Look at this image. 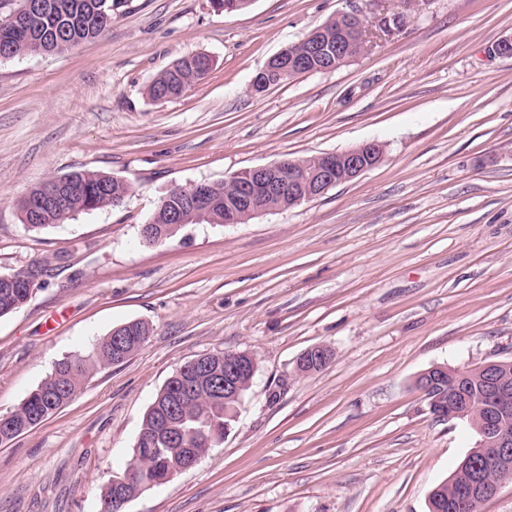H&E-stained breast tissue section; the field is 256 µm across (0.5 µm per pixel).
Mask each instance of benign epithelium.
Segmentation results:
<instances>
[{
    "instance_id": "benign-epithelium-1",
    "label": "benign epithelium",
    "mask_w": 512,
    "mask_h": 512,
    "mask_svg": "<svg viewBox=\"0 0 512 512\" xmlns=\"http://www.w3.org/2000/svg\"><path fill=\"white\" fill-rule=\"evenodd\" d=\"M39 8L38 0H24L20 8L12 11L7 23L19 26ZM336 20L344 31L353 36L368 26H377L389 33L392 31L391 25H400L399 20L392 21L383 13L367 22L356 12L341 11L336 14ZM321 33L322 29L318 27L304 36L300 40L305 45L302 51L290 54L285 49L274 56V62L289 59L286 67L277 69V72L283 74L287 68L293 72L310 64L323 72H332L348 63L350 57L344 53V45L349 37L332 42L322 38ZM382 157L381 144L371 141L347 151L318 155L310 164H290L282 160L271 165L245 168L224 181V193L232 199L234 208L243 209L250 216L257 217L269 212L264 202L270 197L286 198L291 205H299L326 194L338 184L357 178L375 167ZM184 192L180 205L174 207L168 215L171 226L177 229L186 224L182 211L197 216L204 214L205 206L213 194V185L208 182L193 183L184 188ZM67 194L64 182L51 179L41 186L31 210L37 212L43 207L61 209ZM496 365L498 362L488 361L465 370L448 369V382L452 385L461 384L472 372L485 373L484 404L476 411L469 399H450L448 406L433 412V415L443 420L468 421L479 435L471 454L478 455L487 468L504 469L512 468V403L507 398V380L498 376L494 370ZM255 368V360L247 352L225 358L222 367L197 359L190 368L184 369L182 386L174 393L173 400L179 401L192 394L200 385L214 393L234 398L240 392L242 379L252 375ZM113 481L118 485L112 500L114 512H122L123 507L131 501L127 487L132 485V472L115 477ZM500 488L501 484H491L480 475L463 491L462 500L478 509L486 500L495 496Z\"/></svg>"
}]
</instances>
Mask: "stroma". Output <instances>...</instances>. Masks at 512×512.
<instances>
[{"instance_id":"stroma-1","label":"stroma","mask_w":512,"mask_h":512,"mask_svg":"<svg viewBox=\"0 0 512 512\" xmlns=\"http://www.w3.org/2000/svg\"><path fill=\"white\" fill-rule=\"evenodd\" d=\"M372 0H117L101 36L0 59V275L49 273L0 317V415L114 327L143 348L95 371L0 445V512H99L143 416L184 362L254 353L220 446L124 512H428L475 444L416 387L436 365L512 360V0H416L404 28L328 73L257 92L269 58ZM212 68L184 94L148 87L179 59ZM384 145L354 180L244 224L141 227L174 187L244 168ZM125 181L120 207L38 231L27 189L73 171ZM333 359L299 375L317 345Z\"/></svg>"}]
</instances>
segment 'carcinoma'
Instances as JSON below:
<instances>
[{"instance_id": "1", "label": "carcinoma", "mask_w": 512, "mask_h": 512, "mask_svg": "<svg viewBox=\"0 0 512 512\" xmlns=\"http://www.w3.org/2000/svg\"><path fill=\"white\" fill-rule=\"evenodd\" d=\"M44 9L35 15L25 28H0V59L28 55L34 51L36 35L43 36L41 53H63L84 41L101 36L112 23V5L116 0H41ZM189 76L177 66L160 74L149 85L148 94L158 99L167 94L179 95L182 81ZM72 183L73 195L69 198L68 216L62 217L55 210H41L34 224L25 225L28 231L64 224L80 213L112 207V198L125 193V182L95 171H74L60 177ZM46 275V268L33 266L13 273L19 286L6 289L0 285V317L23 307L30 299L29 288L23 281L39 280ZM134 335L123 338L122 344L109 335L97 343L85 356L67 357L55 364L52 372L33 390L23 403L6 417V426L0 425V444L7 443L20 434L36 427L54 414L75 396L81 382L99 367L124 362L138 352L148 341L149 326L138 321L131 325ZM172 377L161 388L145 413L136 444L133 462L129 468L138 493L157 485L167 484L189 454L205 456L224 439V430L231 427L238 415L242 399H224L199 389L195 396L180 405L181 422L177 436L180 443L172 446L162 431L159 417L173 397ZM475 469L467 460L462 461L447 481L434 488L428 497V512L440 502L453 501L461 490L473 480Z\"/></svg>"}]
</instances>
